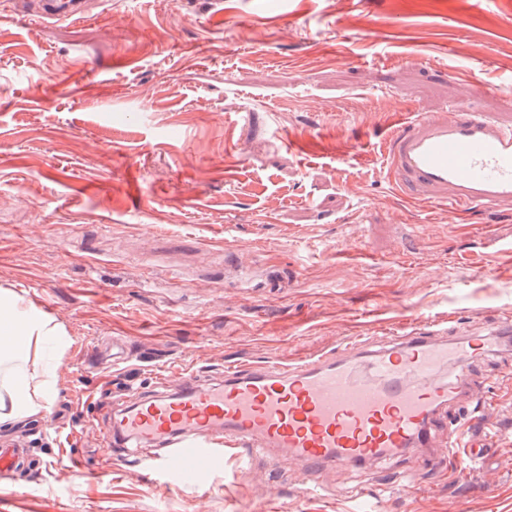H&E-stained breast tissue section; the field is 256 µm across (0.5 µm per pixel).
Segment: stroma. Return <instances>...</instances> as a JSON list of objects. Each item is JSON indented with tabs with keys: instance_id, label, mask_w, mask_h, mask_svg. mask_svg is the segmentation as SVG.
Instances as JSON below:
<instances>
[{
	"instance_id": "35a3bbf8",
	"label": "stroma",
	"mask_w": 512,
	"mask_h": 512,
	"mask_svg": "<svg viewBox=\"0 0 512 512\" xmlns=\"http://www.w3.org/2000/svg\"><path fill=\"white\" fill-rule=\"evenodd\" d=\"M512 119V0H110L0 16V285L64 327L45 463L0 512H512V335L473 367L478 448H412L303 494L288 456L194 483L98 439L145 394L512 316V213L412 202L381 161L403 114ZM35 2L36 8L33 13L35 19L40 21L57 20L68 21L77 20L85 15L87 1L85 0H42Z\"/></svg>"
}]
</instances>
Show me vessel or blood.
<instances>
[{
    "mask_svg": "<svg viewBox=\"0 0 512 512\" xmlns=\"http://www.w3.org/2000/svg\"><path fill=\"white\" fill-rule=\"evenodd\" d=\"M86 0H38V20L84 16ZM387 172L408 198L449 212L483 208L512 212V121L444 107L395 124L383 151ZM494 335L466 331L443 338L439 324L414 327L343 359L321 357L283 368L228 367L223 382L182 378L177 393H157L112 417L104 449L161 447L155 466L184 482L219 469L225 449L252 457L275 449L314 473L357 470L409 448L461 445L459 420L437 446L438 412L459 401L470 363L494 350ZM224 433L223 448L199 437Z\"/></svg>",
    "mask_w": 512,
    "mask_h": 512,
    "instance_id": "1",
    "label": "vessel or blood"
}]
</instances>
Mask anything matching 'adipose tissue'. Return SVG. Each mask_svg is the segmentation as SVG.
I'll return each instance as SVG.
<instances>
[{
    "mask_svg": "<svg viewBox=\"0 0 512 512\" xmlns=\"http://www.w3.org/2000/svg\"><path fill=\"white\" fill-rule=\"evenodd\" d=\"M65 331L42 309L12 290L0 289V426L43 414L48 395L38 379L42 352Z\"/></svg>",
    "mask_w": 512,
    "mask_h": 512,
    "instance_id": "adipose-tissue-1",
    "label": "adipose tissue"
}]
</instances>
